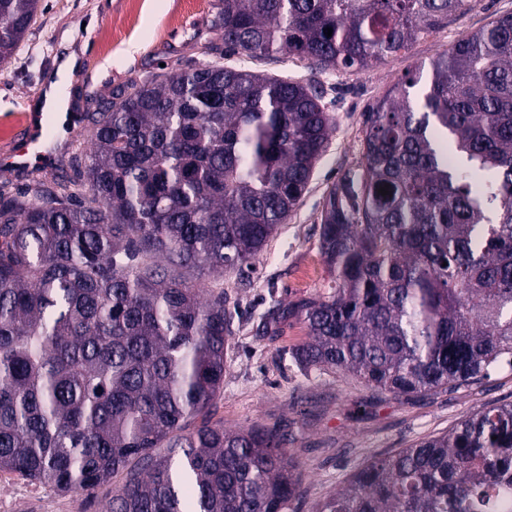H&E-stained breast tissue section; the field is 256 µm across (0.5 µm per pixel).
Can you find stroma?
<instances>
[{
    "mask_svg": "<svg viewBox=\"0 0 512 512\" xmlns=\"http://www.w3.org/2000/svg\"><path fill=\"white\" fill-rule=\"evenodd\" d=\"M220 0H40L35 25L11 63L0 68V160L28 132L37 112L36 93L60 64L77 54L78 66L61 95L74 107L108 98L148 71L174 72L182 56L200 57L204 45L220 42L211 21ZM512 14V0H467L441 26L413 42L387 63L362 71L330 72L320 81L335 121L328 148L318 162L300 207L270 238L253 271L224 274L231 348L215 420L225 428L297 423L289 448L300 464L305 493L292 512L336 490L372 459L448 431L463 416L493 403H512V366L502 362L475 385L435 394H378L338 373L305 371L290 355L307 338L302 321H283L276 335L262 320L277 303L291 304L327 293L331 280L319 250L321 213L328 192L344 175L360 172L364 114L402 79H428L429 64L494 18ZM227 65L295 80L308 78L307 61L284 53L251 59L228 57ZM60 140L35 169L69 174L75 151L85 150L83 133L68 135L61 119L49 122ZM32 169V170H35ZM32 170L0 163V191L13 194ZM111 487L93 495H71L42 485L37 496L16 487L18 512H101Z\"/></svg>",
    "mask_w": 512,
    "mask_h": 512,
    "instance_id": "35a3bbf8",
    "label": "stroma"
}]
</instances>
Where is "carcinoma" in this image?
I'll return each mask as SVG.
<instances>
[{"instance_id":"cac0c4a2","label":"carcinoma","mask_w":512,"mask_h":512,"mask_svg":"<svg viewBox=\"0 0 512 512\" xmlns=\"http://www.w3.org/2000/svg\"><path fill=\"white\" fill-rule=\"evenodd\" d=\"M221 2L215 60L86 103L76 177L0 193V471L74 494L119 474L103 512H288L302 497L283 428L213 420L224 269L252 270L308 190L333 128L316 74L385 62L465 0ZM38 10L0 0V67ZM283 52L315 73L223 64ZM430 72L421 107L398 83L364 114L362 170L321 216L330 290L264 322L304 321L299 367L398 397L512 365V15ZM311 512H512V404L369 462Z\"/></svg>"}]
</instances>
